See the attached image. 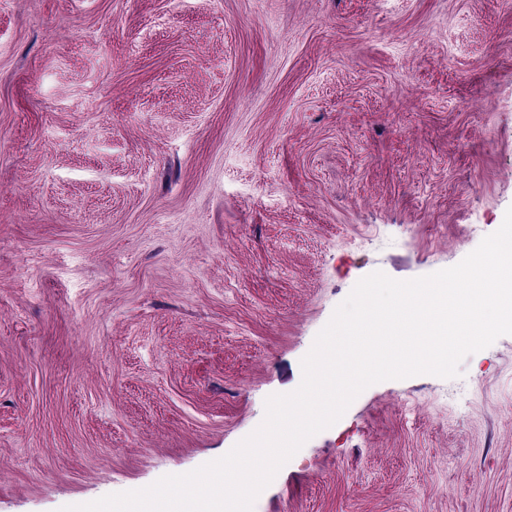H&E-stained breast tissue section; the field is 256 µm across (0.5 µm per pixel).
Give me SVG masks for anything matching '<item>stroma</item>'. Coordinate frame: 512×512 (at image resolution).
Listing matches in <instances>:
<instances>
[{"label":"stroma","mask_w":512,"mask_h":512,"mask_svg":"<svg viewBox=\"0 0 512 512\" xmlns=\"http://www.w3.org/2000/svg\"><path fill=\"white\" fill-rule=\"evenodd\" d=\"M512 206V0H0V512L228 453L363 277ZM365 389L253 512H512V335Z\"/></svg>","instance_id":"obj_1"}]
</instances>
